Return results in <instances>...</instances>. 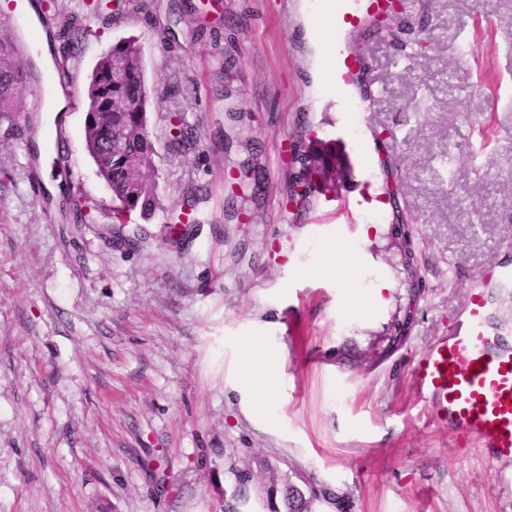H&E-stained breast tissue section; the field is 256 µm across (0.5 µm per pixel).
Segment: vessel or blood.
Here are the masks:
<instances>
[{
  "mask_svg": "<svg viewBox=\"0 0 512 512\" xmlns=\"http://www.w3.org/2000/svg\"><path fill=\"white\" fill-rule=\"evenodd\" d=\"M392 0H316L319 16L337 27L381 17ZM327 78L337 95L355 82V64L344 51L328 60ZM482 294L469 298L460 326L423 354L415 380L447 412L449 426L466 431L482 451L512 461V347L492 349Z\"/></svg>",
  "mask_w": 512,
  "mask_h": 512,
  "instance_id": "vessel-or-blood-1",
  "label": "vessel or blood"
}]
</instances>
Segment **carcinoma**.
I'll return each mask as SVG.
<instances>
[{
    "label": "carcinoma",
    "mask_w": 512,
    "mask_h": 512,
    "mask_svg": "<svg viewBox=\"0 0 512 512\" xmlns=\"http://www.w3.org/2000/svg\"><path fill=\"white\" fill-rule=\"evenodd\" d=\"M59 41L57 71L59 76L68 74L67 63L75 57L80 31L69 29L57 35ZM126 63L124 78L113 82L107 78L112 70V60ZM37 67L34 58L28 57L22 63L15 60L14 45L3 38L0 40V120L10 119L16 111L15 95L18 88L36 77ZM88 112L95 115L96 121L87 125L86 148L92 157L99 176L112 191L117 202L114 208L116 219L121 214L140 210L144 216H153L157 209V199L147 188L154 169L153 157L156 154L153 142L142 137V129L147 124L148 96L145 84L144 65L140 46L132 40L122 39L112 45L96 62L87 87ZM120 102L122 108L107 112L104 106ZM112 125V133L119 136L125 149L137 158V163L129 164L124 154L107 147V141L99 136L100 128ZM269 512H295L288 506V482L273 485L268 495Z\"/></svg>",
    "instance_id": "carcinoma-1"
}]
</instances>
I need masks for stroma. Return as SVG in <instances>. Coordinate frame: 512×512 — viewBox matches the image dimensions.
<instances>
[{
  "label": "stroma",
  "mask_w": 512,
  "mask_h": 512,
  "mask_svg": "<svg viewBox=\"0 0 512 512\" xmlns=\"http://www.w3.org/2000/svg\"><path fill=\"white\" fill-rule=\"evenodd\" d=\"M154 4L48 10L82 31L78 99L113 43L141 47L151 219L114 222L85 109L43 120L26 85L13 136L0 124V512H222L239 470L245 512L287 478L317 512H512V462L449 433L413 379L472 288L512 339V0L366 18L347 43L366 112L316 83L332 41L310 0ZM34 141L62 165L42 170ZM70 195L88 223L65 220ZM196 196L202 223L171 231ZM250 341L274 360L265 416L240 388Z\"/></svg>",
  "instance_id": "1"
}]
</instances>
